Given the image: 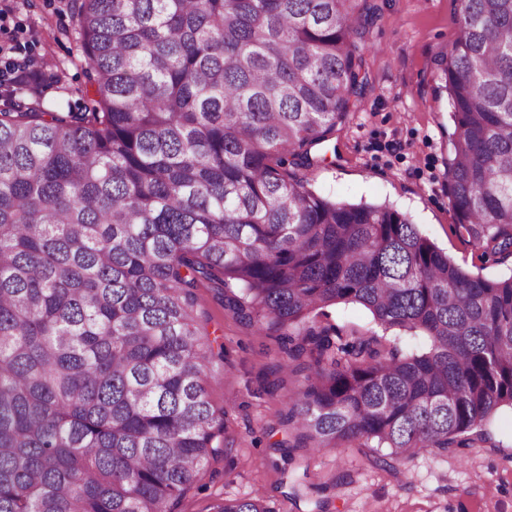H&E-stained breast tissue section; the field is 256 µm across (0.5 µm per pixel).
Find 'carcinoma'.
I'll return each instance as SVG.
<instances>
[{"mask_svg":"<svg viewBox=\"0 0 512 512\" xmlns=\"http://www.w3.org/2000/svg\"><path fill=\"white\" fill-rule=\"evenodd\" d=\"M440 61L459 232L512 257V0H459ZM81 110L0 111V512H174L223 455L196 290L277 337L294 443L472 448L512 408V274L472 276L312 165L367 77L359 0H69ZM367 309L406 354L329 321ZM211 512H273L263 497ZM331 321L343 328L346 332L354 331L358 334H370L375 332L385 336L387 344L400 347L406 353H416L423 347V336L411 335L408 332L391 330L383 332L378 327L368 310L357 304L339 305L331 310Z\"/></svg>","mask_w":512,"mask_h":512,"instance_id":"cac0c4a2","label":"carcinoma"}]
</instances>
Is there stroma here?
<instances>
[{
  "instance_id": "35a3bbf8",
  "label": "stroma",
  "mask_w": 512,
  "mask_h": 512,
  "mask_svg": "<svg viewBox=\"0 0 512 512\" xmlns=\"http://www.w3.org/2000/svg\"><path fill=\"white\" fill-rule=\"evenodd\" d=\"M364 68L369 85L359 107L311 154L305 177L316 193L340 202L384 204L409 215L420 232L472 274L496 278L512 264L479 258L456 228L448 198L451 106L439 57L457 37L456 0H367ZM68 0H12L0 14V45L20 46L42 81L47 107H77L88 84L80 43L70 35ZM201 332L223 342L224 361L210 381L224 413V456L212 460L176 512H210L220 498L261 492L273 512H311L307 497L282 487L302 481L330 487L329 512H512V410L487 423V440L465 453L422 451L396 469L373 463L379 451L356 446L314 452L276 446L299 373L269 385L278 362L274 334H261L225 311L210 288L197 291Z\"/></svg>"
}]
</instances>
